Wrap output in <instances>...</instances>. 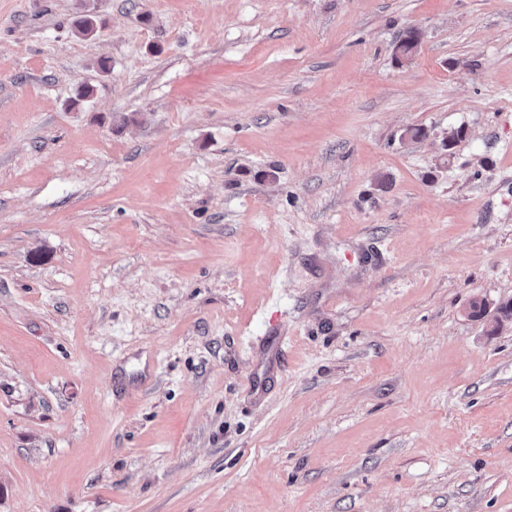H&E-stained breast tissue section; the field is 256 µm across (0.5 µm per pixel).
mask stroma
Masks as SVG:
<instances>
[{
  "instance_id": "1",
  "label": "stroma",
  "mask_w": 512,
  "mask_h": 512,
  "mask_svg": "<svg viewBox=\"0 0 512 512\" xmlns=\"http://www.w3.org/2000/svg\"><path fill=\"white\" fill-rule=\"evenodd\" d=\"M510 300L512 0H0V512H512Z\"/></svg>"
}]
</instances>
